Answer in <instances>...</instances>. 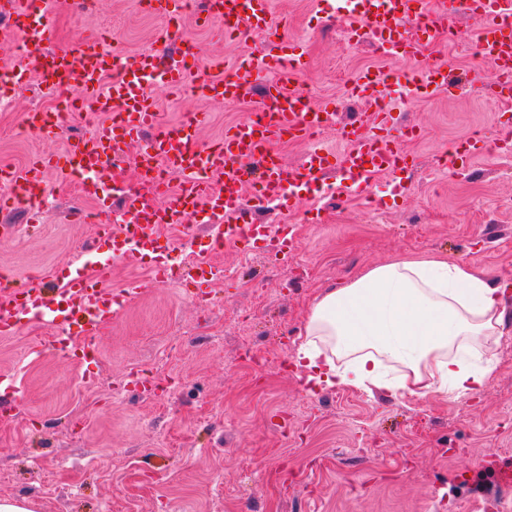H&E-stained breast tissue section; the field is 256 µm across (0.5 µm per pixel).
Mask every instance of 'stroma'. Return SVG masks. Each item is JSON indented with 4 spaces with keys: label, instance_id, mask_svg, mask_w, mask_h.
<instances>
[{
    "label": "stroma",
    "instance_id": "35a3bbf8",
    "mask_svg": "<svg viewBox=\"0 0 512 512\" xmlns=\"http://www.w3.org/2000/svg\"><path fill=\"white\" fill-rule=\"evenodd\" d=\"M272 14L289 39L305 42L302 86L318 102L343 97L361 70L410 67L377 57L370 45H347L322 0H272ZM162 25L137 0H99L84 20L58 2L50 44L108 28L135 54L152 48ZM454 26V39L429 42L424 56L447 63L462 92L394 111L422 128L405 145L418 161L407 193L392 192L387 174L372 183L376 206L333 193L313 205L320 223H309L304 201L279 211L276 222L293 228L288 256L225 247L212 262L227 277L214 282L204 308L172 284L153 283L146 268L113 264L110 288L140 291L102 329L95 357L44 347L46 331L35 321L0 337V396L17 404L0 414L1 499L28 500L34 512H484L498 497L512 512V488L478 490L463 479L490 452L512 456V160L478 158L466 182L439 165L448 141L475 131L495 137L512 111L467 87L474 23L462 15ZM190 31L204 64L232 65L261 44ZM156 98L168 123L206 114L202 146L256 108L215 106L192 92ZM51 100L27 89L0 112V163L20 169L66 150L64 134L28 136L20 127L21 114ZM45 184L38 219L23 206L0 213V270L24 281L34 269L49 276L81 265L92 231L69 221L76 187L54 171ZM432 256L509 285L493 372L480 390L416 398L315 389L297 378L292 358L326 289L375 266ZM134 369L161 389L126 383Z\"/></svg>",
    "mask_w": 512,
    "mask_h": 512
}]
</instances>
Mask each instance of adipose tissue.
<instances>
[{"mask_svg": "<svg viewBox=\"0 0 512 512\" xmlns=\"http://www.w3.org/2000/svg\"><path fill=\"white\" fill-rule=\"evenodd\" d=\"M503 284L475 275L461 261H395L314 302L295 361L305 384L387 388L412 397L474 392L491 368L471 369L465 356L487 348L504 320ZM400 367L387 379L385 363Z\"/></svg>", "mask_w": 512, "mask_h": 512, "instance_id": "adipose-tissue-1", "label": "adipose tissue"}]
</instances>
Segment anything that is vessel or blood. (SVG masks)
<instances>
[{"label":"vessel or blood","mask_w":512,"mask_h":512,"mask_svg":"<svg viewBox=\"0 0 512 512\" xmlns=\"http://www.w3.org/2000/svg\"><path fill=\"white\" fill-rule=\"evenodd\" d=\"M354 42L374 36L384 54L407 59L418 58L423 44L436 30L449 28L458 15L478 23L475 44L495 68L497 79L492 94L504 103L512 102V0H336L333 9ZM6 16L12 42L31 44L34 57L45 63L40 73L44 90L78 86L84 93L83 106L103 116V123L72 143L62 155L39 157L37 164L23 170L0 165V209L15 206L17 189L42 184L47 169H76L84 196L109 207L112 197L125 200L126 220L105 224L100 237L105 252L94 262L57 274L54 288L32 283L0 290V335H15L24 321L36 319L67 337L96 340L111 321L117 301H130L134 289L113 297L104 282L113 263L133 262L147 266L154 281H166L171 267L167 256L171 245L159 233L164 224H183L190 205L206 195L207 229L211 238L239 247L264 245L280 252L288 246L285 227L259 224L257 211L266 199L293 204L304 195H315L327 186L326 176L335 173L336 190L365 194L382 174L411 171L416 163L402 149L404 141L420 136L410 123H394L380 102L397 81L386 69L367 70L356 79L353 89L366 97L372 112L370 130L350 124L340 136L350 144L342 154L313 150L295 165L286 164L273 145L278 141H305L328 129L330 108L308 102L297 109L303 96L301 79L307 67V50L301 41H288L272 25L271 0H226L224 11L210 10L205 26L229 33L230 29L263 34L258 54L260 62L275 69L277 78L260 82L258 70L239 66L220 75L207 76L200 84L201 95L218 104L242 100L258 101L249 118L228 128L221 142L199 148L196 131L204 123L201 113L175 126L159 122L152 85L171 90L183 84L186 76L182 55L184 36L178 27L166 26L152 50L127 56L116 64L114 52L103 50L92 37L70 42L64 47L49 45L51 14L45 0H10ZM111 88H104V78ZM406 85L417 95L445 92L456 95L458 87L449 83L446 69L420 67L407 74ZM137 145L138 168L166 165L182 182L179 191L163 196L149 185L126 193L118 176L117 162L129 145ZM488 151V140L479 133L454 141L442 154L450 172H465L470 163ZM222 179L219 189L208 190L200 179L199 166ZM257 164L262 192L253 205L242 201L245 164ZM187 276L200 294H207L221 274L216 265L201 262L188 269ZM473 476H484L502 486L512 485V458L494 454L480 458L472 467Z\"/></svg>","instance_id":"b4317fda"}]
</instances>
